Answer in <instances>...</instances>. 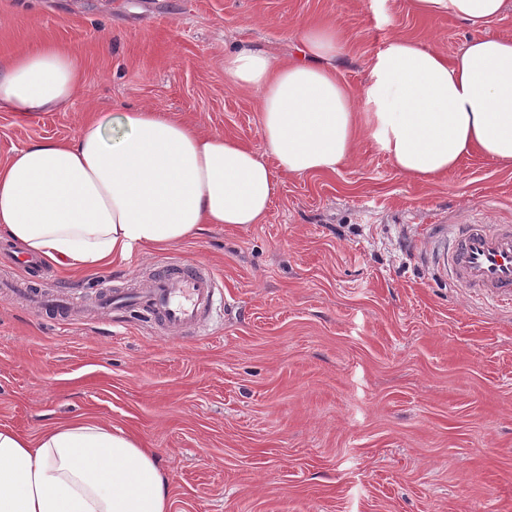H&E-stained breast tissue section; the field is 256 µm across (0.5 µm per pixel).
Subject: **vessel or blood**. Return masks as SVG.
<instances>
[{
    "label": "vessel or blood",
    "instance_id": "1",
    "mask_svg": "<svg viewBox=\"0 0 512 512\" xmlns=\"http://www.w3.org/2000/svg\"><path fill=\"white\" fill-rule=\"evenodd\" d=\"M436 264L460 288L497 303L512 301V224H465L443 240ZM217 285L214 276L195 262L163 263L147 291L124 295L103 289L105 305L135 306L162 329H196L208 317Z\"/></svg>",
    "mask_w": 512,
    "mask_h": 512
}]
</instances>
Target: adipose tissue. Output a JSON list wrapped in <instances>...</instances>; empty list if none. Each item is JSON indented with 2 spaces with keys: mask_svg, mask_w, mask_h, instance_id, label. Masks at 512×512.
Returning a JSON list of instances; mask_svg holds the SVG:
<instances>
[{
  "mask_svg": "<svg viewBox=\"0 0 512 512\" xmlns=\"http://www.w3.org/2000/svg\"><path fill=\"white\" fill-rule=\"evenodd\" d=\"M445 12L474 38L454 56L395 38L372 66L363 97L336 76L331 26L298 32L300 58L279 63L242 48L224 76L261 97L266 152L203 133L150 108L113 114L68 139L44 138L0 163V233L25 254L96 269L164 249L206 224L261 223L279 174L336 171L366 128L404 176L431 179L478 152L512 166V40L491 23L512 0H411ZM78 59L54 46L0 63V109L53 112L81 87ZM0 512H170L155 453L124 431L74 421L29 439L0 427Z\"/></svg>",
  "mask_w": 512,
  "mask_h": 512,
  "instance_id": "ef3b65f1",
  "label": "adipose tissue"
}]
</instances>
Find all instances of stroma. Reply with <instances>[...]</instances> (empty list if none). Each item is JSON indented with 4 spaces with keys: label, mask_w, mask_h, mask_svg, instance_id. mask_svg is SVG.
<instances>
[{
    "label": "stroma",
    "mask_w": 512,
    "mask_h": 512,
    "mask_svg": "<svg viewBox=\"0 0 512 512\" xmlns=\"http://www.w3.org/2000/svg\"><path fill=\"white\" fill-rule=\"evenodd\" d=\"M336 25L339 79L361 90L401 37L457 52L455 17L408 0H0V60L54 44L82 88L56 112L0 109V162L89 117L148 107L263 149L259 95L228 86L245 46L287 59L302 25ZM437 224H512V168L474 153L429 181L364 137L333 173L281 176L260 224H211L95 273L30 272L0 235V280L73 298L55 322L0 291V426L28 437L93 419L160 458L171 512H512V306L454 287ZM192 261L224 286L201 332L97 307Z\"/></svg>",
    "instance_id": "obj_1"
}]
</instances>
